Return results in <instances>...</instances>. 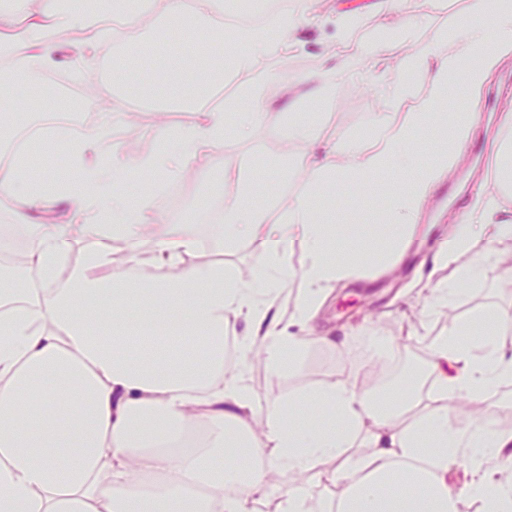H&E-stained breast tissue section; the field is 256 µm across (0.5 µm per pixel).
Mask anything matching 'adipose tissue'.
I'll return each mask as SVG.
<instances>
[{
  "label": "adipose tissue",
  "mask_w": 512,
  "mask_h": 512,
  "mask_svg": "<svg viewBox=\"0 0 512 512\" xmlns=\"http://www.w3.org/2000/svg\"><path fill=\"white\" fill-rule=\"evenodd\" d=\"M10 2L31 21L0 40L11 64L1 96L33 86L55 63L58 29L104 25L88 0ZM137 2L124 14L133 29L147 15L193 20L179 29L178 41L165 44L169 63L156 88L162 95L191 100L220 77L210 52L196 46L200 30L210 43L231 41L234 68L249 74L266 69L293 39V24L282 19L272 32L227 28L224 0H193L188 11L182 0ZM510 57L512 0H472L466 18L404 60L406 72L427 84L414 112L399 121L378 113L373 145L349 139L329 148L344 176L391 167L409 173L387 212L393 231L382 238L337 233L318 221L305 197L284 223H267L262 212L243 208L256 191L253 181L243 182L224 207L222 241L264 247L267 264L248 279L190 262L200 241L160 223L126 190L136 172L149 195L155 179L222 145L223 114L209 113L203 125L173 137L161 134L159 150L140 158L106 146L102 131L86 132L68 155L80 179L57 195L28 182L22 162L1 167L0 189L20 196L17 223H30V210H49L60 197L80 222L30 224L23 285L0 270V512H263L275 494L277 512H512V475L504 469L512 429L452 421L460 401L512 382L511 346L498 334L512 312L486 309L470 320L451 314L461 286L480 273L481 265L461 262V255L484 239L491 248L482 265L512 259V220L501 219L498 194L474 203L441 254L454 270L427 303L448 317L428 350L427 401L378 397L354 374L261 411L243 371L224 362L233 317L251 328L237 341L240 361L263 357L276 376L307 345L346 352V343L310 326L323 292L357 276L364 261L400 258L421 204L481 119L476 111L457 114L450 141L418 162L427 126L447 122L451 78L461 76L464 89L477 93ZM103 222L117 227L133 269L113 272V247L86 232ZM297 242L306 251L298 275L286 254ZM297 278L303 287L287 316L281 303ZM293 323L305 334L290 332ZM154 327L194 337L202 347L159 353L137 344L136 334ZM462 458L470 463L463 495L448 485L449 469ZM327 479L342 486L336 498L324 493Z\"/></svg>",
  "instance_id": "1"
}]
</instances>
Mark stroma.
I'll list each match as a JSON object with an SVG mask.
<instances>
[{
	"label": "stroma",
	"mask_w": 512,
	"mask_h": 512,
	"mask_svg": "<svg viewBox=\"0 0 512 512\" xmlns=\"http://www.w3.org/2000/svg\"><path fill=\"white\" fill-rule=\"evenodd\" d=\"M470 6L471 0H316L312 13L295 17L292 44L275 62L271 74L225 72L206 95L192 102L158 97L140 100L106 78L99 63L82 67L75 43L65 44L61 64L46 70L42 78L60 81L59 101H66L67 91L72 90L84 99L88 111L111 113L112 124L105 137L131 158L157 149L158 125L173 133L202 124L206 113H223L224 143L205 152L199 163L200 174L163 181L148 204L162 223L181 225L184 235L203 240L201 259L246 276L264 269L265 250L247 241L232 247L220 244L219 224L201 222L195 214L185 215L181 202L188 199L197 203L206 196L227 202L237 196L242 180L252 178L261 187V208L268 223H283L289 203L305 195L318 215L339 232L350 236L377 231L387 221L390 196L404 182V175L389 170L368 176L332 177L310 185L300 164L317 153L319 146L290 137L289 127L301 116L318 139L332 136L341 141L354 136L372 143L374 118L386 109L383 87H395L404 80L402 59L426 45L436 31L461 19ZM406 22L415 25L416 42L374 45L367 72L359 76L341 73L342 63L362 42ZM247 88L267 103L269 116L244 133L240 130L242 118L232 104ZM509 145L512 129L497 127L490 113H483L481 123L461 146L455 164L421 208L416 232L436 239L437 248L406 251L395 264L366 262L357 277L335 288L319 312L318 323L333 335L348 337L347 352L341 355L308 346L279 377L272 376L264 364H250L246 377L261 400L283 399L298 389L356 372L364 374L368 384H377L371 366L365 363L367 338L354 332L365 320L393 339L380 356V364H391L402 352L412 354L417 377L405 385L404 396L427 394L428 343L430 337L444 330L445 320L431 319L424 337L408 338L404 331L408 323L417 321L430 289L451 279V268L439 261L440 250L447 247L451 232L478 194L500 190L502 216L512 218V189L496 188L494 182L499 152ZM510 305L512 277L488 268L475 285L462 290L455 312L466 319L488 308Z\"/></svg>",
	"instance_id": "35a3bbf8"
}]
</instances>
